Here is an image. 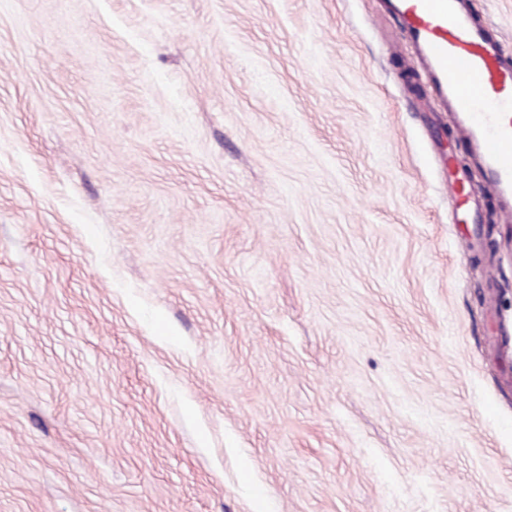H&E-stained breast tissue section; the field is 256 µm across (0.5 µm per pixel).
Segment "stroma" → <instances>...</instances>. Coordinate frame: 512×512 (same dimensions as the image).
Masks as SVG:
<instances>
[{"mask_svg":"<svg viewBox=\"0 0 512 512\" xmlns=\"http://www.w3.org/2000/svg\"><path fill=\"white\" fill-rule=\"evenodd\" d=\"M383 2L0 0V512H512V222ZM442 172L445 177L448 176V186L455 191L460 197H465L467 173L465 169L457 166L453 155L448 153L446 159L445 153L442 152L440 157Z\"/></svg>","mask_w":512,"mask_h":512,"instance_id":"obj_1","label":"stroma"}]
</instances>
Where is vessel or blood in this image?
<instances>
[{
	"mask_svg": "<svg viewBox=\"0 0 512 512\" xmlns=\"http://www.w3.org/2000/svg\"><path fill=\"white\" fill-rule=\"evenodd\" d=\"M401 34L418 51L442 109L468 138L489 190L509 201L512 219V57L469 0H388ZM448 185L466 191L467 173L441 161Z\"/></svg>",
	"mask_w": 512,
	"mask_h": 512,
	"instance_id": "vessel-or-blood-1",
	"label": "vessel or blood"
}]
</instances>
